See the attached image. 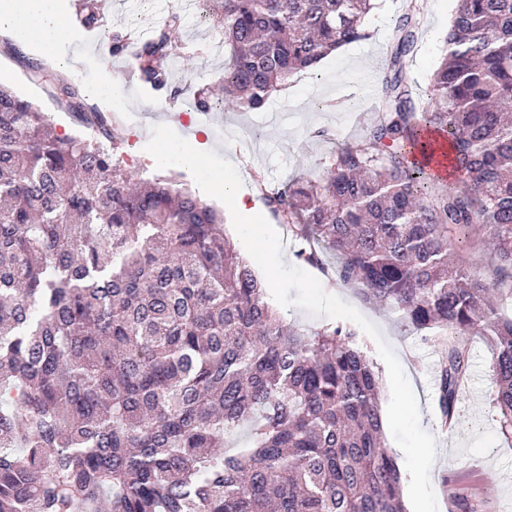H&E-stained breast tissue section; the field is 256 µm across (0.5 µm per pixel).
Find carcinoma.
Returning <instances> with one entry per match:
<instances>
[{
  "mask_svg": "<svg viewBox=\"0 0 512 512\" xmlns=\"http://www.w3.org/2000/svg\"><path fill=\"white\" fill-rule=\"evenodd\" d=\"M224 28V98L194 107L263 109L275 88L369 36L373 0H203ZM172 12L136 43L120 28L105 62L136 46V78L182 89L168 64L185 45ZM381 79L382 115L322 175L265 197L321 262L365 300L448 337L437 379L442 422L468 377L464 337H489L500 430L512 436V0H457L448 53L418 111L404 59L411 12ZM31 78L49 73L12 45ZM58 95L92 134L66 136L0 87V512H405L382 434L379 373L356 329L281 319L224 235V212L172 177L135 178L116 120ZM446 136L440 182L415 162ZM476 227L496 258L466 271L448 231ZM250 428V444L225 439Z\"/></svg>",
  "mask_w": 512,
  "mask_h": 512,
  "instance_id": "carcinoma-1",
  "label": "carcinoma"
}]
</instances>
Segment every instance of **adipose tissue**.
Returning a JSON list of instances; mask_svg holds the SVG:
<instances>
[{
	"label": "adipose tissue",
	"instance_id": "1",
	"mask_svg": "<svg viewBox=\"0 0 512 512\" xmlns=\"http://www.w3.org/2000/svg\"><path fill=\"white\" fill-rule=\"evenodd\" d=\"M8 30L15 45L39 57H50L64 43L73 41L63 0H0V30ZM215 189L235 208L243 223L252 226L259 244L268 241V229L257 205L252 204L231 170L213 178Z\"/></svg>",
	"mask_w": 512,
	"mask_h": 512
}]
</instances>
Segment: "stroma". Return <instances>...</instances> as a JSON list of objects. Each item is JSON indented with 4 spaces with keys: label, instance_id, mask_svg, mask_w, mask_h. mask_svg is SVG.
I'll use <instances>...</instances> for the list:
<instances>
[{
    "label": "stroma",
    "instance_id": "35a3bbf8",
    "mask_svg": "<svg viewBox=\"0 0 512 512\" xmlns=\"http://www.w3.org/2000/svg\"><path fill=\"white\" fill-rule=\"evenodd\" d=\"M409 0H376L367 18L371 35L343 47L321 61L316 70L296 73L288 93L272 97L259 112H217L202 115L200 127L211 141H233L236 166L246 190L258 197L283 188L295 178L323 173L335 150L360 141L379 115L381 77L392 46L393 23ZM173 0H112L107 23L129 26L149 34L170 11ZM420 8L419 41L404 60L412 92L419 107L428 103L431 76L446 52L448 26L455 0H416ZM182 26L175 39L200 47L173 65L176 79L215 86L224 80L223 56L208 53L212 21L199 19L193 9L181 12ZM78 40L62 47L63 58L75 59L69 80L76 85L95 79L103 68L100 37L69 14ZM0 83L33 100L54 123L58 133L81 132L72 113L55 99L50 82L28 78L12 57L0 54ZM128 101L120 152L136 173L159 174L153 161L160 143L186 140L190 117L183 98L169 99L144 90L137 79L128 83ZM448 242L462 267L489 279L497 265L492 250L476 236L450 231ZM336 296L354 306L374 323L379 339H367V355L380 362L378 342L388 344L398 357L415 392L422 427L437 440L431 483L439 512H458L459 496L473 498L481 512H512V438L505 437L492 398V351L485 339L467 340L470 375L462 389L456 414L448 427H440L436 410V375L444 350L436 341L422 340L401 316L365 302L351 287L333 285Z\"/></svg>",
    "mask_w": 512,
    "mask_h": 512
}]
</instances>
